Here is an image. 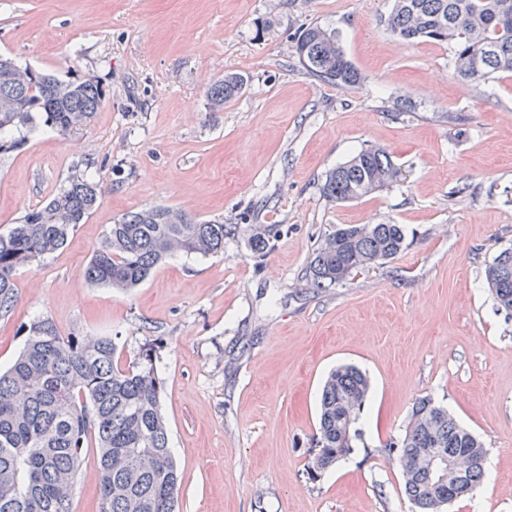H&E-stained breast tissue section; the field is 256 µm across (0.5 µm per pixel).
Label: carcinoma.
Returning <instances> with one entry per match:
<instances>
[{"label":"carcinoma","instance_id":"carcinoma-1","mask_svg":"<svg viewBox=\"0 0 512 512\" xmlns=\"http://www.w3.org/2000/svg\"><path fill=\"white\" fill-rule=\"evenodd\" d=\"M381 22L403 41L448 45L453 73L462 82L512 73V0H394ZM293 51L303 68L322 81L348 86L363 81L334 30L302 28ZM242 86L236 74L212 82L207 90L211 108L224 107ZM103 98L94 75L66 83L38 72L23 83L0 80V134L33 123L36 113L45 125L66 133L97 112ZM398 176L387 150L364 148L326 176L321 193L330 202L344 203L379 191ZM97 201L92 178L75 175L46 205L0 234L1 314L14 306L16 271L62 249ZM224 232L222 222H198L169 207L132 212L111 225L86 275L96 285L135 288L175 251L203 256L224 251ZM404 246L400 224L343 225L315 250L306 280L312 288H331L358 269L386 263ZM484 280L496 312L512 318V247L486 265ZM22 330V350L0 372V512H71L91 437L98 448L99 512H176L180 473L162 413L164 386L155 349L145 347L126 367L117 363L109 336L63 337L48 318ZM368 389L366 375L352 364L327 377L310 469L324 471L351 452L359 436L353 424ZM396 447L404 491L421 512H439L441 503L465 496L484 478L483 443L428 398L412 407ZM428 448L463 457L468 466L438 485L419 462Z\"/></svg>","mask_w":512,"mask_h":512}]
</instances>
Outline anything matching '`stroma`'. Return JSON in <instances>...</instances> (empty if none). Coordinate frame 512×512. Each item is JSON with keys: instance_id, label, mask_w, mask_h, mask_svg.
I'll return each mask as SVG.
<instances>
[{"instance_id": "1", "label": "stroma", "mask_w": 512, "mask_h": 512, "mask_svg": "<svg viewBox=\"0 0 512 512\" xmlns=\"http://www.w3.org/2000/svg\"><path fill=\"white\" fill-rule=\"evenodd\" d=\"M393 0H0V54L65 81L97 76L101 108L61 134L35 120L0 151V233L75 175L100 189L67 245L18 271L0 316V369L21 326L109 336L119 362L156 347L182 480L177 512H418L392 442L422 397L485 445V477L443 512H512V318L484 269L512 246V74L461 82L446 45L381 26ZM336 30L356 86L308 74L294 32ZM243 76L212 111L207 87ZM406 96L414 112L397 114ZM401 169L391 187L332 203L326 175L366 147ZM151 206L225 225L222 253H178L139 287L87 281L111 224ZM341 224H400L387 263L327 289L305 272ZM266 230L265 255L249 246ZM353 364L370 389L353 449L309 469L323 383ZM86 448L72 512H98Z\"/></svg>"}]
</instances>
